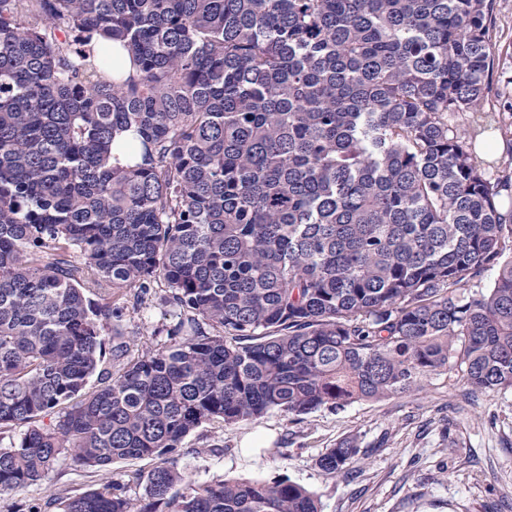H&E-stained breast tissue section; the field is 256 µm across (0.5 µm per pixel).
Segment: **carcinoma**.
Masks as SVG:
<instances>
[{
	"mask_svg": "<svg viewBox=\"0 0 512 512\" xmlns=\"http://www.w3.org/2000/svg\"><path fill=\"white\" fill-rule=\"evenodd\" d=\"M495 0H0V492L59 456L161 463L56 512H322L286 477L197 483L184 439L403 394L512 388V216L448 123L488 92ZM120 149L130 161H113ZM83 259L76 277L72 254ZM497 267L478 298L457 286ZM178 309L85 397L84 283ZM56 416L45 425L41 419ZM343 441L318 465L356 461Z\"/></svg>",
	"mask_w": 512,
	"mask_h": 512,
	"instance_id": "obj_1",
	"label": "carcinoma"
}]
</instances>
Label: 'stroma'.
Returning a JSON list of instances; mask_svg holds the SVG:
<instances>
[{
	"label": "stroma",
	"instance_id": "35a3bbf8",
	"mask_svg": "<svg viewBox=\"0 0 512 512\" xmlns=\"http://www.w3.org/2000/svg\"><path fill=\"white\" fill-rule=\"evenodd\" d=\"M493 18L491 91L481 111L455 114L450 123L469 129L472 140L489 135L505 142V152L483 158L494 181L512 178V112L500 106L502 97H512V0H495ZM133 294L88 289L96 302L127 308L122 321L107 322L104 341L118 331L133 353L162 347L171 308L155 302L131 310ZM258 436L262 446L245 450V441ZM344 440L358 448L357 463L324 472L319 457ZM154 465L151 458L128 459L95 470L64 454L40 483L0 493V512H28L50 496H73L108 480L124 484L137 501L143 487L134 475ZM178 466L200 483L286 477L314 492L323 512H512V390L472 392L458 375L438 373L409 393L323 408L300 421L277 411L231 427L213 421L183 441Z\"/></svg>",
	"mask_w": 512,
	"mask_h": 512
}]
</instances>
